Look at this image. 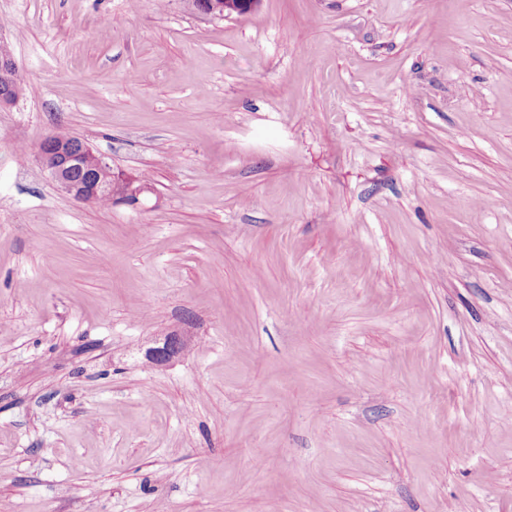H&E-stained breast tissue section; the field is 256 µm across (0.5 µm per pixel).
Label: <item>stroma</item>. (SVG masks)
<instances>
[{
    "label": "stroma",
    "mask_w": 512,
    "mask_h": 512,
    "mask_svg": "<svg viewBox=\"0 0 512 512\" xmlns=\"http://www.w3.org/2000/svg\"><path fill=\"white\" fill-rule=\"evenodd\" d=\"M0 41V512H512V0H0ZM60 131L151 193L64 194ZM207 2V5L211 6L214 4L215 6L224 5V17H230L233 14L236 16H245L253 13L261 0H204ZM214 2V3H213ZM16 68V62L13 56L11 55L10 51L1 44L0 77H2L1 82L2 79H4L7 82V84H1L0 86V107H6L14 104L20 95V86L18 85V74L14 73L11 78L12 72L16 71ZM10 81L16 84H11Z\"/></svg>",
    "instance_id": "obj_1"
}]
</instances>
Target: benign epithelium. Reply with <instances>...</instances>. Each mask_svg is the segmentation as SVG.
<instances>
[{"instance_id":"7a95c632","label":"benign epithelium","mask_w":512,"mask_h":512,"mask_svg":"<svg viewBox=\"0 0 512 512\" xmlns=\"http://www.w3.org/2000/svg\"><path fill=\"white\" fill-rule=\"evenodd\" d=\"M261 0H224V16L239 17L253 13ZM17 68L10 51L0 45V78L8 84L0 86V107L15 103L20 95V86L9 83L12 72ZM38 159L50 173L54 181L70 197L78 200H91L96 196L110 195L115 203H137L142 195L152 191V187L140 178L132 177L124 171L114 172L109 159L85 147L78 149L67 143L45 138L39 149ZM94 166L98 173L111 177L107 181L100 176L87 183H78L69 178V171L76 166Z\"/></svg>"}]
</instances>
